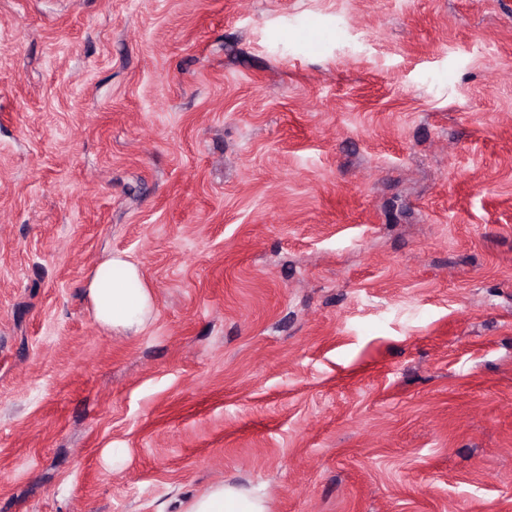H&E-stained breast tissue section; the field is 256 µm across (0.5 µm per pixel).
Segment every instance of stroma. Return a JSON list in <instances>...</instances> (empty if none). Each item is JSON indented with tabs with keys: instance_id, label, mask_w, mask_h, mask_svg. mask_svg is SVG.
<instances>
[{
	"instance_id": "stroma-1",
	"label": "stroma",
	"mask_w": 512,
	"mask_h": 512,
	"mask_svg": "<svg viewBox=\"0 0 512 512\" xmlns=\"http://www.w3.org/2000/svg\"><path fill=\"white\" fill-rule=\"evenodd\" d=\"M221 481L512 512V0H0V512ZM119 270L106 272V283L102 277L104 269ZM112 276L113 280H112ZM137 285L138 288H127ZM88 294L99 323L112 329L138 333L144 327L153 310V297L150 290L141 282L136 265L120 256L112 257L96 269L88 282Z\"/></svg>"
}]
</instances>
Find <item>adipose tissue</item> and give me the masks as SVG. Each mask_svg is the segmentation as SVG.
I'll list each match as a JSON object with an SVG mask.
<instances>
[{
	"mask_svg": "<svg viewBox=\"0 0 512 512\" xmlns=\"http://www.w3.org/2000/svg\"><path fill=\"white\" fill-rule=\"evenodd\" d=\"M106 265L118 270L120 277L108 283L97 271L90 278L88 294L97 321L112 329L140 332L153 310L150 290L142 285L138 267L128 260L115 256ZM183 512H268V505L245 488L219 482L191 496Z\"/></svg>",
	"mask_w": 512,
	"mask_h": 512,
	"instance_id": "1",
	"label": "adipose tissue"
}]
</instances>
